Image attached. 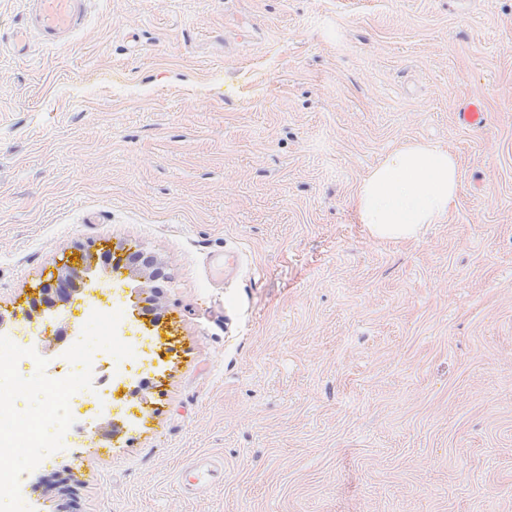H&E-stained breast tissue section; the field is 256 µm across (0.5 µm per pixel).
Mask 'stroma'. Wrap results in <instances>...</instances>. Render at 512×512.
<instances>
[{
    "label": "stroma",
    "mask_w": 512,
    "mask_h": 512,
    "mask_svg": "<svg viewBox=\"0 0 512 512\" xmlns=\"http://www.w3.org/2000/svg\"><path fill=\"white\" fill-rule=\"evenodd\" d=\"M0 0V315L76 243L170 277L166 329L102 438L50 455L48 512H512V0H91L69 45L11 49ZM480 102L479 128L456 112ZM461 188L416 240L354 212L408 141ZM223 462L189 495L180 474Z\"/></svg>",
    "instance_id": "obj_1"
}]
</instances>
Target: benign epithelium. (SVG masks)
Returning <instances> with one entry per match:
<instances>
[{
	"instance_id": "1",
	"label": "benign epithelium",
	"mask_w": 512,
	"mask_h": 512,
	"mask_svg": "<svg viewBox=\"0 0 512 512\" xmlns=\"http://www.w3.org/2000/svg\"><path fill=\"white\" fill-rule=\"evenodd\" d=\"M102 268L125 271L132 283L129 300L137 315L148 319L152 327L163 325L169 276L162 274L155 256L122 244L101 248L93 243L76 245V257L62 259L56 276L38 284L37 299L46 306V311L53 312L68 303L74 294L96 287L95 275Z\"/></svg>"
}]
</instances>
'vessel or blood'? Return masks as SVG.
I'll use <instances>...</instances> for the list:
<instances>
[{"label":"vessel or blood","mask_w":512,"mask_h":512,"mask_svg":"<svg viewBox=\"0 0 512 512\" xmlns=\"http://www.w3.org/2000/svg\"><path fill=\"white\" fill-rule=\"evenodd\" d=\"M27 23L12 40L16 56H26L31 37L50 47H62L82 28L88 13L86 0H26ZM219 460L199 458L188 464L182 474L187 490L207 486L210 478L221 469Z\"/></svg>","instance_id":"vessel-or-blood-1"}]
</instances>
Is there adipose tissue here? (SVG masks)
I'll return each instance as SVG.
<instances>
[{
	"label": "adipose tissue",
	"instance_id": "1",
	"mask_svg": "<svg viewBox=\"0 0 512 512\" xmlns=\"http://www.w3.org/2000/svg\"><path fill=\"white\" fill-rule=\"evenodd\" d=\"M461 187L459 162L447 149L405 143L372 168L355 193L359 223L377 239L418 237L439 223Z\"/></svg>",
	"mask_w": 512,
	"mask_h": 512
}]
</instances>
